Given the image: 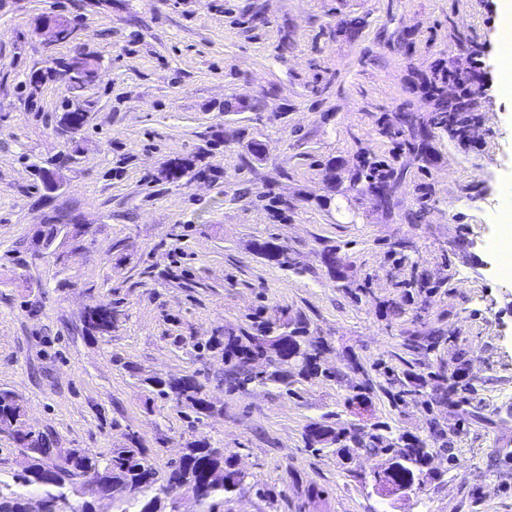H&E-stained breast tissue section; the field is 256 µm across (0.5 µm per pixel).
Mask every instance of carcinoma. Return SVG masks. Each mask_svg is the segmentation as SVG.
<instances>
[{
	"label": "carcinoma",
	"mask_w": 512,
	"mask_h": 512,
	"mask_svg": "<svg viewBox=\"0 0 512 512\" xmlns=\"http://www.w3.org/2000/svg\"><path fill=\"white\" fill-rule=\"evenodd\" d=\"M400 124L418 130L426 136L429 130L455 134L465 131V119L460 111L448 110L441 105L439 111L432 114L427 123H421L411 113L399 115ZM352 188L357 191L381 186L388 190L383 204L390 205L398 183V174L380 161H366L351 177ZM257 252L266 260L280 267L292 265L288 249L280 244L266 240L256 245ZM100 310L89 309L84 317V328L90 333H103L112 330L115 313L110 303L99 304ZM449 338L438 330L426 334H412L407 337L404 346L413 355L411 359L399 358L402 368L397 370L384 363L377 368L385 378L384 388L393 406L400 407L410 401L419 402L427 411L434 408L457 405L454 397L474 391L473 384L466 376V363L459 359L450 374L440 371H428L421 359H426ZM205 347L224 351V381L229 390L235 391L246 385L268 381L281 384L286 391L301 379L322 377L326 380L342 383L341 373L321 366L320 358L327 351V343L321 337L310 335L309 324L302 317L292 318L283 315L276 319L259 318L253 321L252 331L244 330L240 334L229 333L224 336H212ZM270 364L275 370L267 373L257 370L260 364ZM150 385L158 395L184 405L198 414L208 415L213 407L206 399L203 385L195 375L173 380L154 378ZM373 380L364 375V380L350 386L345 403L352 407L371 402ZM26 412L15 394L0 389V428L7 430L14 441H26L35 448L37 455L34 468L44 465L51 468V478H31L14 476V482L23 487H35L44 491L46 499H51V490L60 489L75 476L87 477L98 484L108 487L122 485L127 489L128 504L137 508V512L147 509L149 512H165L167 499L176 489L193 486L201 491L200 505L203 512H212L214 500L226 493H233L244 483L245 474L239 472L234 456L225 454L224 449L211 446L205 439L195 440L184 448L180 458L170 465L169 472L161 484H156V472L139 440L131 438L129 448H115L110 455L92 453L84 449H74L64 456L56 453L53 441L40 432H32L26 427ZM383 426L373 424L369 429L338 428L323 418L310 423L304 433L306 446L317 451L334 448L336 454L346 460L353 458L359 450L368 454H383L392 462L391 470L372 476L375 483H389L398 488L417 486L424 468L428 464L434 440H443L441 449L448 451V459L454 460L448 435L459 434L454 427L449 431L439 428L435 420L429 421L426 437L412 434H400L396 437L382 433ZM154 495L146 497L149 490Z\"/></svg>",
	"instance_id": "1"
}]
</instances>
